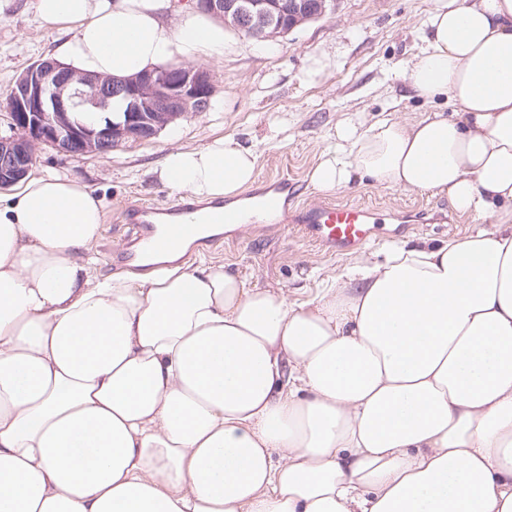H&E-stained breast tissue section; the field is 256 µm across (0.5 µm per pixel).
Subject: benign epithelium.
I'll return each mask as SVG.
<instances>
[{
  "mask_svg": "<svg viewBox=\"0 0 512 512\" xmlns=\"http://www.w3.org/2000/svg\"><path fill=\"white\" fill-rule=\"evenodd\" d=\"M215 17L257 38L286 34L299 25L283 0H196ZM309 17L327 11V0H293ZM125 93L128 120L99 130L75 125L70 113L82 105L95 112L108 107L113 91ZM214 93L209 73L201 68L169 66L131 78L105 79L75 73L52 59L25 68L11 88L9 130L0 135V191L21 181L32 169L39 145L67 158L102 154L128 140H149L191 112L204 111Z\"/></svg>",
  "mask_w": 512,
  "mask_h": 512,
  "instance_id": "obj_1",
  "label": "benign epithelium"
}]
</instances>
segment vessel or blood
I'll use <instances>...</instances> for the list:
<instances>
[{
    "label": "vessel or blood",
    "mask_w": 512,
    "mask_h": 512,
    "mask_svg": "<svg viewBox=\"0 0 512 512\" xmlns=\"http://www.w3.org/2000/svg\"><path fill=\"white\" fill-rule=\"evenodd\" d=\"M292 186L285 176L265 179L263 190L251 195L255 203L251 209L221 201L204 205L188 197L166 206L128 203L120 219L128 225L134 242L128 250L114 254L113 259L140 269L145 253H172L193 237L214 247L230 237L233 227L264 220L294 224L302 236L331 253L355 252L376 240V213L361 204L319 202L282 213L280 203L287 200Z\"/></svg>",
    "instance_id": "vessel-or-blood-1"
}]
</instances>
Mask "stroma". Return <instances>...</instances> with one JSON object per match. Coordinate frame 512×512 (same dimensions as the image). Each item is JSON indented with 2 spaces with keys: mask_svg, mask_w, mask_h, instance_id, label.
<instances>
[{
  "mask_svg": "<svg viewBox=\"0 0 512 512\" xmlns=\"http://www.w3.org/2000/svg\"><path fill=\"white\" fill-rule=\"evenodd\" d=\"M433 0H332L326 14L278 38L280 51L265 57L254 52L255 38L229 28L230 47L220 60H198L214 87L212 106L189 114L146 141H126L99 156L65 158L52 147L35 150L33 173H53L88 186L102 201L101 233L92 245L100 275L119 274L112 253L124 243L119 209L130 201L171 204L182 194L166 187L156 169L171 149H193L230 137L256 147L257 177L288 174L298 185L289 209L327 200L361 203L385 214L413 208L450 211L447 197L428 191L389 189L373 180L332 192L315 190L309 173L322 149L335 139L345 114L366 116L389 111L399 121L424 114L425 108L403 81L394 77L420 46ZM59 35L41 22L28 0H15L0 14V133L8 131L6 100L15 78L31 63L51 56ZM327 54L331 63L318 80L306 76L308 59ZM492 219L458 216L453 224H421L401 231L398 242H444L477 228L493 229ZM387 247L374 242L352 254L330 255L303 238L292 224L278 232L244 227L233 242L211 249L191 247L188 265L200 261L239 271L251 288H284L302 302L324 288L330 277L355 262L374 259Z\"/></svg>",
  "mask_w": 512,
  "mask_h": 512,
  "instance_id": "stroma-1",
  "label": "stroma"
}]
</instances>
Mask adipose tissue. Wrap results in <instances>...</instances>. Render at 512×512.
Segmentation results:
<instances>
[{"instance_id": "adipose-tissue-1", "label": "adipose tissue", "mask_w": 512, "mask_h": 512, "mask_svg": "<svg viewBox=\"0 0 512 512\" xmlns=\"http://www.w3.org/2000/svg\"><path fill=\"white\" fill-rule=\"evenodd\" d=\"M55 58L129 77L220 60L172 0H32ZM397 76L449 113L340 119L309 181L372 179L494 218L402 244L293 303L226 265L96 274L102 203L52 174L0 196V512H512V0H434ZM253 146L162 158L231 199Z\"/></svg>"}]
</instances>
